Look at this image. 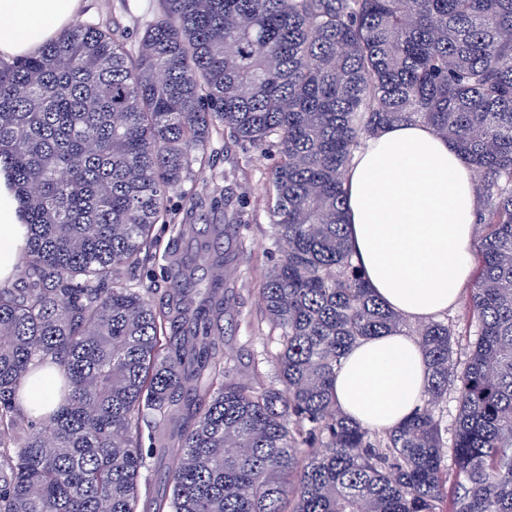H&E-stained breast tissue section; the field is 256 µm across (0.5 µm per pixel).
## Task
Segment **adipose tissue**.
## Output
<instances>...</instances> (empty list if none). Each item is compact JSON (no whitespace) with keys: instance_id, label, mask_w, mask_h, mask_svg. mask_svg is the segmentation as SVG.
I'll return each mask as SVG.
<instances>
[{"instance_id":"1","label":"adipose tissue","mask_w":512,"mask_h":512,"mask_svg":"<svg viewBox=\"0 0 512 512\" xmlns=\"http://www.w3.org/2000/svg\"><path fill=\"white\" fill-rule=\"evenodd\" d=\"M82 0H0V60L34 54L72 28ZM349 237L374 294L411 321L452 307L473 272L474 173L426 125L400 123L367 138L345 176ZM16 204L0 188V276L16 267ZM427 381L419 344L404 334L357 342L336 375L339 408L369 429L402 423Z\"/></svg>"}]
</instances>
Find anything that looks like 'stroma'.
<instances>
[{
    "label": "stroma",
    "mask_w": 512,
    "mask_h": 512,
    "mask_svg": "<svg viewBox=\"0 0 512 512\" xmlns=\"http://www.w3.org/2000/svg\"><path fill=\"white\" fill-rule=\"evenodd\" d=\"M159 17L158 0H86L81 12L82 23L117 22L127 35L129 48H136L145 30ZM210 161L197 168L191 181L185 182L171 196L173 221L159 224L154 234L160 247L148 266L144 285L167 288L165 270L174 254L195 251L213 252L226 246V239L216 238L210 224L212 214L192 209L197 193L209 190L212 196L243 201L245 222L238 237L246 252L238 263L219 268L200 262L191 271L197 287V299H205L211 279H223L230 305L224 314V335L219 354L234 375L255 388H267L277 383L274 356L278 351L277 334L271 329L263 309L261 288L279 248L272 236L269 207L272 193V151L252 147L242 148L213 138L208 148ZM192 223L194 232L181 237L180 226ZM469 289L461 287L456 304L442 314L454 330V357L465 362L477 330L476 320L468 303ZM180 453L177 440H169L164 457L153 458L140 477L142 505L153 508L157 497L165 491L162 476Z\"/></svg>",
    "instance_id": "35a3bbf8"
}]
</instances>
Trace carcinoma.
<instances>
[{
    "label": "carcinoma",
    "mask_w": 512,
    "mask_h": 512,
    "mask_svg": "<svg viewBox=\"0 0 512 512\" xmlns=\"http://www.w3.org/2000/svg\"><path fill=\"white\" fill-rule=\"evenodd\" d=\"M130 51L80 25L0 60V174L23 266L0 283V512H139V478L172 428L182 454L157 512H512V0H159ZM393 123L446 138L480 182L470 288L478 338L457 377L452 457L435 408L451 328L420 336L423 405L380 433L343 416L336 372L359 340L402 333L353 262L344 175ZM272 148L267 272L281 387L217 356L224 297L195 305L176 257L166 308L128 282L159 248L169 194L216 135ZM220 235L244 214L203 195ZM51 380L52 407L20 393Z\"/></svg>",
    "instance_id": "carcinoma-1"
}]
</instances>
